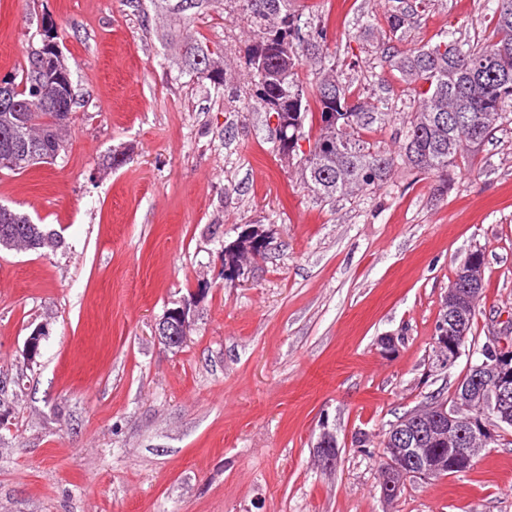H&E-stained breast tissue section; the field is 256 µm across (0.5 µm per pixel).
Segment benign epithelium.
Instances as JSON below:
<instances>
[{"label": "benign epithelium", "instance_id": "obj_1", "mask_svg": "<svg viewBox=\"0 0 512 512\" xmlns=\"http://www.w3.org/2000/svg\"><path fill=\"white\" fill-rule=\"evenodd\" d=\"M57 46L52 38L44 40L39 50L44 91L54 89L53 53ZM463 288L448 289L444 304L448 307V324L439 331V365L446 368L461 354L464 305L481 294L476 287L480 274L469 265L459 267ZM207 286H200L190 299L168 309L159 320L156 334L169 349L185 343L195 322V313ZM496 385V398L492 407L496 425L490 426L485 414L484 389L487 381ZM512 427V343L504 336H491L484 345V358L475 364L467 384L453 397V402L442 400L430 406V413H413L403 424L392 429L390 447L385 449L380 468L382 499L385 506L393 505L402 483L411 477L430 480L440 470L471 464L495 437V430ZM436 438L451 446V456L443 460L432 456L430 449L422 447L425 440ZM336 446V438L322 425L317 447L321 450L319 462L331 468L336 460L329 448Z\"/></svg>", "mask_w": 512, "mask_h": 512}]
</instances>
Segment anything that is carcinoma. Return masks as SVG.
Wrapping results in <instances>:
<instances>
[{"mask_svg":"<svg viewBox=\"0 0 512 512\" xmlns=\"http://www.w3.org/2000/svg\"><path fill=\"white\" fill-rule=\"evenodd\" d=\"M291 0H150L154 12L170 21L161 40L175 51L178 68L221 85L224 59L186 35V28L212 12L236 13L256 27L260 40L248 59L250 83L265 111L279 114L282 126L274 151L297 160L301 182L320 198H335L356 190H375L387 183L394 168L448 175L459 159L473 154L488 140L498 123L512 112V0H496L494 37L481 45L446 38L408 50L404 40L412 15L428 4L390 7L387 28L377 50L410 86L416 108L403 125L396 152L382 150L365 137L385 122L388 112L349 90L342 81L336 57L329 54L327 29L303 13L290 10ZM319 63L314 85L319 135L309 153L297 155L304 122L310 112L308 90L298 70L306 60ZM41 60L34 53L29 65L7 75L9 99L0 101V153H12L5 169L22 173L40 156H58L65 142L59 125L61 111H72L74 93L53 101L39 90ZM40 133V151L30 154L24 143ZM56 234L44 230L15 209L0 204V248L41 251L57 249ZM247 240L236 251H224V263L261 256Z\"/></svg>","mask_w":512,"mask_h":512,"instance_id":"obj_1","label":"carcinoma"}]
</instances>
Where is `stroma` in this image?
<instances>
[{"mask_svg":"<svg viewBox=\"0 0 512 512\" xmlns=\"http://www.w3.org/2000/svg\"><path fill=\"white\" fill-rule=\"evenodd\" d=\"M295 6L321 18L337 61L356 60L351 90L390 112L368 138L397 150L413 97L372 48L387 0ZM494 9L430 0L405 44L485 41ZM165 24L125 0H0V77L50 35L79 99L55 160L0 171V203L61 238L45 254L0 250V512H383L382 431L450 393L470 361L440 367L433 336L471 251L486 266L470 342L512 314V121L447 176L399 168L381 189L321 200L272 151L248 23L191 27L223 56L221 86L173 65ZM252 226L267 250L227 283L221 249ZM203 282L187 341L168 350L157 323ZM506 434L467 473L406 483L394 512H512Z\"/></svg>","mask_w":512,"mask_h":512,"instance_id":"35a3bbf8","label":"stroma"}]
</instances>
